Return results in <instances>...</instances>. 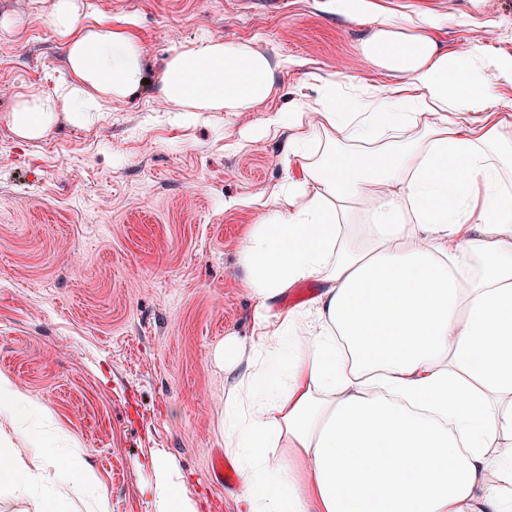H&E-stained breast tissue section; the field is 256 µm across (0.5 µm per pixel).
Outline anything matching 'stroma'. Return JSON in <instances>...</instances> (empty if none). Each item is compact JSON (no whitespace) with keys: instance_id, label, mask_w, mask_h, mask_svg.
Returning <instances> with one entry per match:
<instances>
[{"instance_id":"35a3bbf8","label":"stroma","mask_w":512,"mask_h":512,"mask_svg":"<svg viewBox=\"0 0 512 512\" xmlns=\"http://www.w3.org/2000/svg\"><path fill=\"white\" fill-rule=\"evenodd\" d=\"M92 20L140 42L148 84L85 127L59 118L27 143L7 116L18 94L67 74L47 22L53 0H0L23 22L0 35V375L38 404L51 447L77 440L112 512H155L162 480L199 512H238L216 484L224 372L215 351L251 333L256 302L239 253L280 163L274 119L315 97L379 80L363 42L380 16L426 19L448 52L512 55V0H90ZM207 36L265 53L276 92L247 112H174L161 77L171 47Z\"/></svg>"}]
</instances>
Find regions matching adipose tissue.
<instances>
[{
    "label": "adipose tissue",
    "mask_w": 512,
    "mask_h": 512,
    "mask_svg": "<svg viewBox=\"0 0 512 512\" xmlns=\"http://www.w3.org/2000/svg\"><path fill=\"white\" fill-rule=\"evenodd\" d=\"M89 15L88 0H55L70 76L17 96V138L62 116L85 126L145 85L137 39ZM361 55L400 84L340 97L329 80L278 116L281 162L301 175L261 200L240 250L259 313L215 354L240 512H512V136L474 119L512 85V56L451 54L428 22L387 19ZM162 91L180 112H247L275 72L248 43L202 37L173 49ZM395 129L410 135L387 140ZM307 282L309 301L279 308ZM0 409L32 446L26 462L0 437V488L27 490L48 458L42 512H112L78 455L30 435L39 408L6 377Z\"/></svg>",
    "instance_id": "1"
}]
</instances>
